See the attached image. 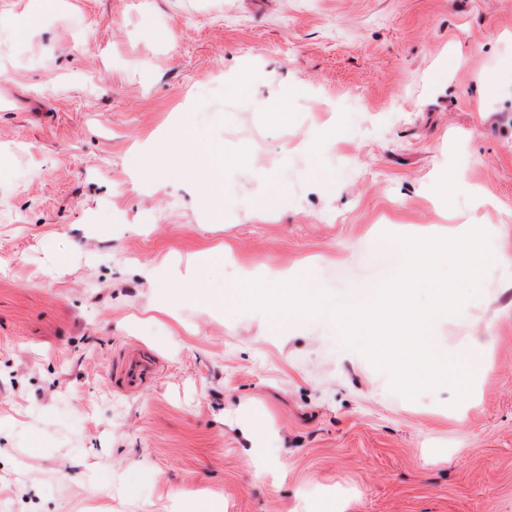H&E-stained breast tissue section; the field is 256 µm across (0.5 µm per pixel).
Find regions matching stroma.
I'll return each instance as SVG.
<instances>
[{
	"label": "stroma",
	"instance_id": "obj_1",
	"mask_svg": "<svg viewBox=\"0 0 512 512\" xmlns=\"http://www.w3.org/2000/svg\"><path fill=\"white\" fill-rule=\"evenodd\" d=\"M183 114L232 166L223 209L175 164L132 178ZM262 168L287 199L259 212ZM473 220L512 254V0H0V512H512V268L438 331L492 340L465 404L179 298L220 244L341 295ZM128 348L162 365L135 393Z\"/></svg>",
	"mask_w": 512,
	"mask_h": 512
}]
</instances>
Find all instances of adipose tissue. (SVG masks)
Masks as SVG:
<instances>
[{
	"label": "adipose tissue",
	"mask_w": 512,
	"mask_h": 512,
	"mask_svg": "<svg viewBox=\"0 0 512 512\" xmlns=\"http://www.w3.org/2000/svg\"><path fill=\"white\" fill-rule=\"evenodd\" d=\"M140 150L148 156L174 153L179 169L194 178L207 194V207L224 201V176L227 165L214 149L201 142L189 123H181L175 135L168 139L152 137L144 141Z\"/></svg>",
	"instance_id": "ef3b65f1"
}]
</instances>
